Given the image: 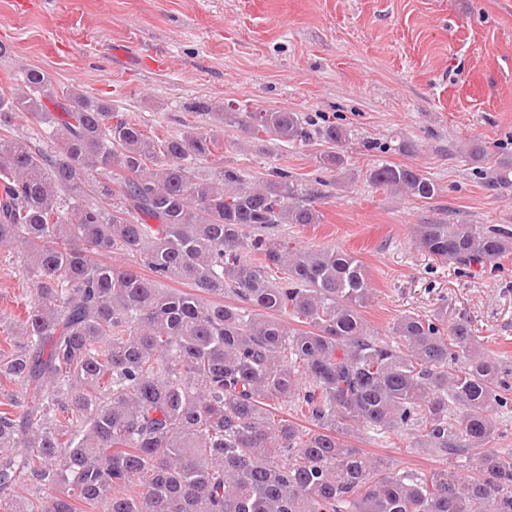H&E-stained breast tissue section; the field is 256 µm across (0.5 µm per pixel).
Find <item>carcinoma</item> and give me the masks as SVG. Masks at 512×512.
<instances>
[{
    "mask_svg": "<svg viewBox=\"0 0 512 512\" xmlns=\"http://www.w3.org/2000/svg\"><path fill=\"white\" fill-rule=\"evenodd\" d=\"M0 93V124L30 114L50 152L0 136V250L33 276L24 319L0 353V512H512V449L489 448L493 406L512 404V368L472 323L403 315L383 339L362 309L375 299L360 260L288 245L284 224H318L316 185L274 170L202 173L216 134L155 140L74 89ZM198 108L224 123L232 106ZM252 133L291 144L350 131L297 112L245 113ZM345 156H319L344 168ZM107 179L103 205L86 188ZM369 182L416 200L437 184L382 164ZM512 187V160L489 175ZM415 245L465 271L512 253L505 224H419ZM120 253L117 267L93 255ZM281 272L271 279L270 271ZM185 281L192 291L166 288ZM236 302L225 303L226 294ZM292 404L311 425L275 417ZM358 427L415 432L448 466L417 476L348 444Z\"/></svg>",
    "mask_w": 512,
    "mask_h": 512,
    "instance_id": "obj_1",
    "label": "carcinoma"
}]
</instances>
